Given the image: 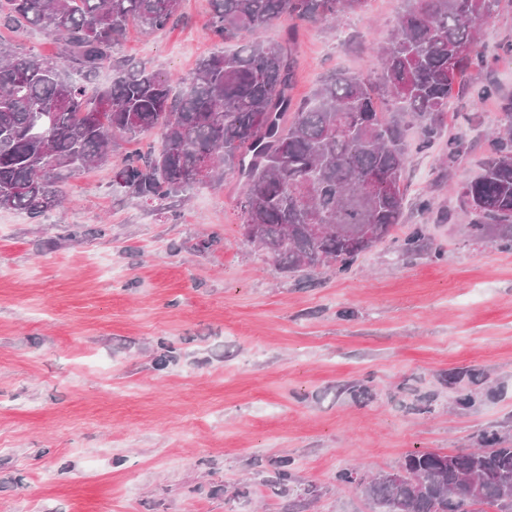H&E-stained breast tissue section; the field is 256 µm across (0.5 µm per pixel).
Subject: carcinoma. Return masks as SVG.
Returning <instances> with one entry per match:
<instances>
[{"instance_id": "obj_1", "label": "carcinoma", "mask_w": 512, "mask_h": 512, "mask_svg": "<svg viewBox=\"0 0 512 512\" xmlns=\"http://www.w3.org/2000/svg\"><path fill=\"white\" fill-rule=\"evenodd\" d=\"M364 2L210 0L217 49L175 80L113 49L131 25L151 34L177 23L181 0H0V27L49 31L63 42L58 57L37 58L0 40V209L41 216L61 205L71 178L112 163L120 142L155 131L160 147L123 155L112 186L167 210L197 186L191 176L200 161L209 163L211 184L235 172L242 223L259 226L255 246L284 273L313 271L318 262L345 273L386 241L406 256L429 250L424 224L394 235L404 214L403 172L412 151L443 138L463 74L488 66L479 26L501 0H413L378 49L376 80L334 73L296 100L299 26ZM282 19L280 40H264L261 31ZM231 41L238 47L227 52ZM107 64L112 81L88 91ZM499 94L493 81L472 91L477 103ZM86 112L105 113L106 123H86ZM460 152L461 143L448 140L441 180ZM457 198L471 237L512 249V112L503 113L482 172ZM418 209L436 213L438 224L453 217L426 196ZM268 466L263 486L271 492L294 482L290 458ZM399 467L416 482L398 483L389 471L359 482L348 467L336 481L358 487L374 512H478V504L512 512V442L496 430L474 450L415 451Z\"/></svg>"}]
</instances>
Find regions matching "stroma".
<instances>
[{
	"mask_svg": "<svg viewBox=\"0 0 512 512\" xmlns=\"http://www.w3.org/2000/svg\"><path fill=\"white\" fill-rule=\"evenodd\" d=\"M404 7L366 0L335 26L303 27L295 98L334 72L375 77L372 49ZM181 13L176 27L130 31L116 54L190 74L215 49L209 0ZM481 37L489 67L448 112L466 146L452 185L437 181L447 140L404 173L403 221L426 225L442 260L381 245L343 275L281 273L242 234L233 172L170 211L115 191L111 166L71 179L69 203L40 219L0 209V512H286L297 497L304 512H371L338 469L465 451L489 429L512 438V250L416 206L456 209L455 186L479 173L512 100V0ZM489 77L500 98L473 103ZM162 340L176 353L161 369ZM465 370L483 379L456 410L448 379ZM278 456L295 482L274 495L261 482ZM246 478L260 491L235 497Z\"/></svg>",
	"mask_w": 512,
	"mask_h": 512,
	"instance_id": "stroma-1",
	"label": "stroma"
}]
</instances>
